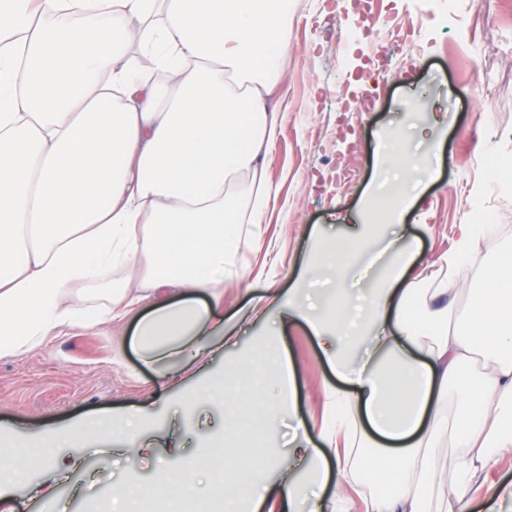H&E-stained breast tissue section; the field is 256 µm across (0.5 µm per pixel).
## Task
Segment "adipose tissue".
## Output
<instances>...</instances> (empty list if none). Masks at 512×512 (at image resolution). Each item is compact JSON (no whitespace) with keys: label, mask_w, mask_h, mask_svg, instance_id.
<instances>
[{"label":"adipose tissue","mask_w":512,"mask_h":512,"mask_svg":"<svg viewBox=\"0 0 512 512\" xmlns=\"http://www.w3.org/2000/svg\"><path fill=\"white\" fill-rule=\"evenodd\" d=\"M290 10V0H0V359L140 304L148 363H205L219 339L237 347L216 312L277 196L267 159L284 120ZM381 162L405 200L418 176H434L398 145ZM454 234L430 274L392 239L386 287L357 305L337 251L316 248L313 266L336 283L319 318L298 288L255 299L253 318L273 306L281 323L307 322L346 384L327 388L318 435L288 450L309 463L308 484L286 480L268 495L225 446L224 512H468L481 489L499 487L498 451L512 448V252L478 267L503 228ZM459 270L480 282L463 311L437 280ZM261 358L279 370L271 414H292L283 350L259 343L228 371L252 372ZM209 394L230 428L254 434L246 419L264 387L233 393L218 378ZM374 436L396 479L387 493L364 492L360 477ZM193 491L171 470L132 495L136 512H153L160 496Z\"/></svg>","instance_id":"1"}]
</instances>
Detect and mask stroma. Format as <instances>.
<instances>
[{
  "instance_id": "1",
  "label": "stroma",
  "mask_w": 512,
  "mask_h": 512,
  "mask_svg": "<svg viewBox=\"0 0 512 512\" xmlns=\"http://www.w3.org/2000/svg\"><path fill=\"white\" fill-rule=\"evenodd\" d=\"M296 2L288 111L267 160L278 196L259 246L242 253L245 277L224 288V324L243 331L238 349L217 352L204 370H185L182 385L171 386L162 380L163 368L144 365L131 315L64 330L19 357L0 359V445L26 448L50 434L63 439L26 481L0 471V512H93L94 501L156 480L171 465L192 475L195 493L175 507L158 501L154 510L194 512L209 498L213 480L200 468L197 450L221 445L229 430L221 409L203 399L187 406L185 395L203 391L226 364L274 337L277 310L248 323L254 297L271 286L301 288L319 306L327 285L311 270L310 255L319 243H337L354 224L372 249L351 257L354 289L364 293L382 287L392 259L382 242L394 234L415 240L416 259L426 265L447 251L454 225L470 222L474 212L512 225V189L499 185L502 163L512 161V0H454L449 9L442 0H373L367 17L360 0ZM373 17L388 19V26L366 33ZM374 55L382 60L383 85L372 110L341 118L318 109L340 82L346 101H358ZM432 127L442 140L438 154L427 141ZM386 135L435 171L399 224L373 219L369 211L373 195L389 190L377 163ZM426 224L434 225L433 235L423 232ZM277 340L294 368L296 416L278 419L265 447L245 452L274 488L282 475L304 481L309 472L303 461L284 471L272 466L270 448H288L297 428L318 432L325 389L340 384L305 322L290 324ZM112 411L143 412L147 452L137 453L132 438L68 441L73 424Z\"/></svg>"
}]
</instances>
